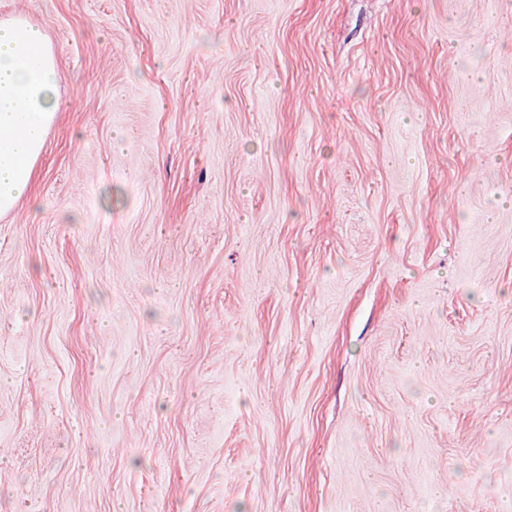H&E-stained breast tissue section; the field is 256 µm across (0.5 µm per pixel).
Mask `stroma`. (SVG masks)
Returning <instances> with one entry per match:
<instances>
[{
  "mask_svg": "<svg viewBox=\"0 0 512 512\" xmlns=\"http://www.w3.org/2000/svg\"><path fill=\"white\" fill-rule=\"evenodd\" d=\"M17 16L0 512H512V0ZM58 65L40 27L0 21V216L29 193L56 116Z\"/></svg>",
  "mask_w": 512,
  "mask_h": 512,
  "instance_id": "35a3bbf8",
  "label": "stroma"
}]
</instances>
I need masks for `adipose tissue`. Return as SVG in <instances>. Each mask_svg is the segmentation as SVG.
Wrapping results in <instances>:
<instances>
[{"instance_id":"1","label":"adipose tissue","mask_w":512,"mask_h":512,"mask_svg":"<svg viewBox=\"0 0 512 512\" xmlns=\"http://www.w3.org/2000/svg\"><path fill=\"white\" fill-rule=\"evenodd\" d=\"M58 60L43 30L0 21V216L28 195L56 111Z\"/></svg>"}]
</instances>
